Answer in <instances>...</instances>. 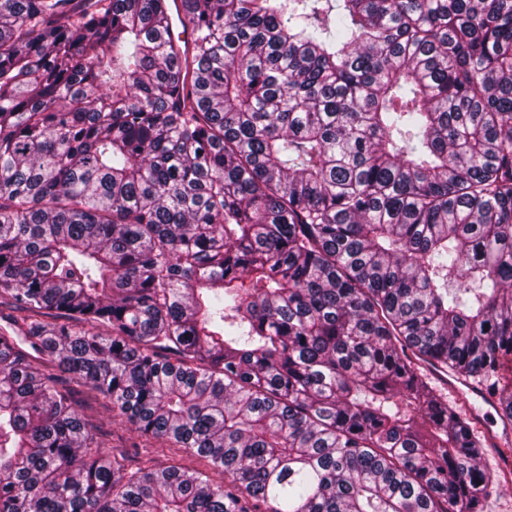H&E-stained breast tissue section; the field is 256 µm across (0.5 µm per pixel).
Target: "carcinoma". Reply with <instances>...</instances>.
<instances>
[{"label":"carcinoma","instance_id":"carcinoma-1","mask_svg":"<svg viewBox=\"0 0 512 512\" xmlns=\"http://www.w3.org/2000/svg\"><path fill=\"white\" fill-rule=\"evenodd\" d=\"M182 8L0 0V512H481L512 0ZM458 384L466 387L467 391H464ZM444 385L453 396V402L460 405L463 410L468 412L477 427L483 428L484 434L490 444L500 445V443L511 439L512 428L510 424H507L502 429V432L499 433L493 430V426H496V424L488 422L487 418L490 412L484 407V405L488 404V400L485 393L480 388L458 379L455 381L448 379ZM445 392L448 393L447 391ZM467 395H469L470 398L467 397ZM91 421L97 425L102 433L101 439L106 447L112 445H121L119 436L124 438L123 443L130 445L132 442H138L136 434L126 430L125 427L121 428L118 421L113 417L112 412L102 404L95 405L90 411L86 412ZM164 454L165 456L161 452L156 453L153 448H138V454L131 457V464L135 467L137 460L141 458L144 460L147 458H157L163 462L177 463L187 467L199 468L201 466L200 460H196L194 457L184 454L179 450L165 451Z\"/></svg>","mask_w":512,"mask_h":512}]
</instances>
